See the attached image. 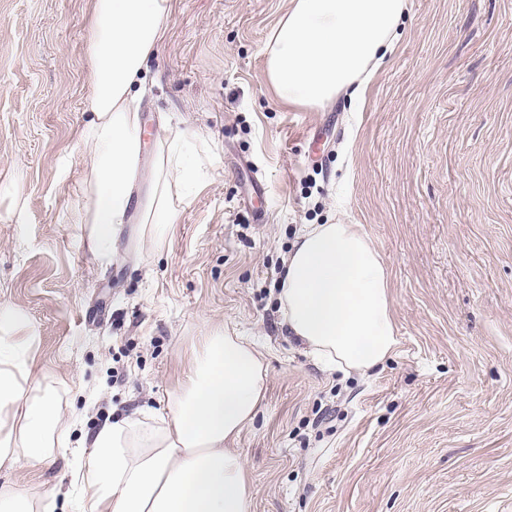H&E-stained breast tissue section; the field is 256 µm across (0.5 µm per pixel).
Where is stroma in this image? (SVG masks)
<instances>
[{
	"instance_id": "obj_1",
	"label": "stroma",
	"mask_w": 512,
	"mask_h": 512,
	"mask_svg": "<svg viewBox=\"0 0 512 512\" xmlns=\"http://www.w3.org/2000/svg\"><path fill=\"white\" fill-rule=\"evenodd\" d=\"M289 0H173L147 64L142 165L163 124L208 173L163 249L119 260L79 218L93 0H0V308L24 312L67 454L0 471L65 498L112 418L163 413L215 326L268 365L234 440L253 512H512V0H408L359 102H282L264 46ZM359 224L389 270L399 345L368 374L317 365L281 325L283 260L307 224Z\"/></svg>"
}]
</instances>
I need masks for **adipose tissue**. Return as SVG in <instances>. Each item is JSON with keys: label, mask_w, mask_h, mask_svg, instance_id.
<instances>
[{"label": "adipose tissue", "mask_w": 512, "mask_h": 512, "mask_svg": "<svg viewBox=\"0 0 512 512\" xmlns=\"http://www.w3.org/2000/svg\"><path fill=\"white\" fill-rule=\"evenodd\" d=\"M173 0H95L89 28L90 121L83 223L100 260L118 256L124 224L161 249L202 160L186 130L164 129L143 173L140 102L147 61L163 41ZM407 0H290L266 46V79L283 100L320 106L361 90L398 37ZM282 322L324 369L369 372L399 344L390 271L359 224H311L285 261ZM26 317L0 308V466L62 454V410L44 386ZM263 354L216 327L192 347L161 416L103 425L72 485L83 512H252L253 486L232 441L252 424L267 389Z\"/></svg>", "instance_id": "obj_1"}]
</instances>
